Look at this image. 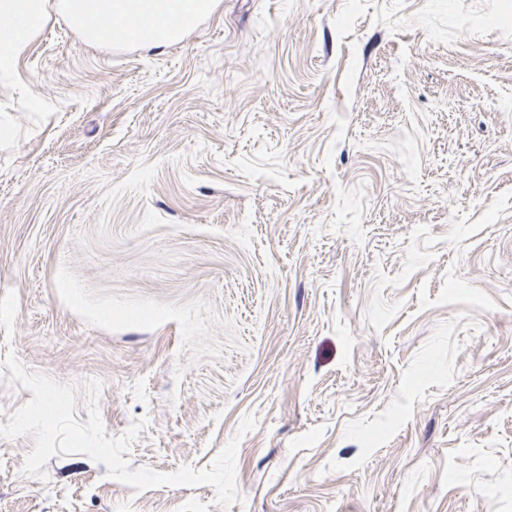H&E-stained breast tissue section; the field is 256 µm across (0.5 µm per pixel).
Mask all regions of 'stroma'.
Segmentation results:
<instances>
[{
	"label": "stroma",
	"instance_id": "35a3bbf8",
	"mask_svg": "<svg viewBox=\"0 0 512 512\" xmlns=\"http://www.w3.org/2000/svg\"><path fill=\"white\" fill-rule=\"evenodd\" d=\"M101 382L0 512H512V0H214L125 55L58 15L0 74V361ZM255 427L237 430L245 417Z\"/></svg>",
	"mask_w": 512,
	"mask_h": 512
}]
</instances>
